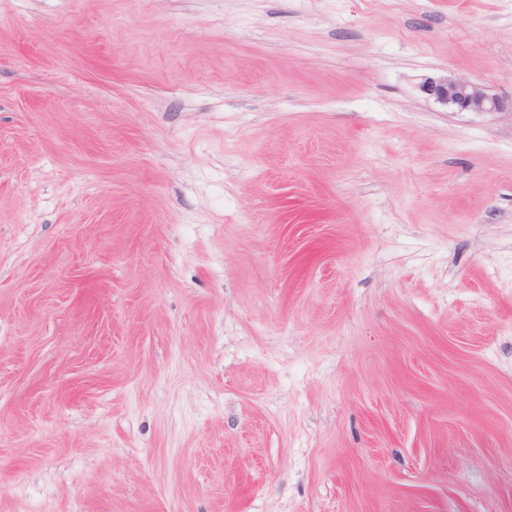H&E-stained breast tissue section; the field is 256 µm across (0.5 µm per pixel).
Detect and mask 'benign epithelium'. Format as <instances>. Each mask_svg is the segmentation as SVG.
I'll use <instances>...</instances> for the list:
<instances>
[{
	"label": "benign epithelium",
	"mask_w": 512,
	"mask_h": 512,
	"mask_svg": "<svg viewBox=\"0 0 512 512\" xmlns=\"http://www.w3.org/2000/svg\"><path fill=\"white\" fill-rule=\"evenodd\" d=\"M421 89L437 104L458 112H501L507 108L499 97L461 78H427Z\"/></svg>",
	"instance_id": "7a95c632"
}]
</instances>
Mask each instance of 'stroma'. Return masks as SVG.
<instances>
[{"label":"stroma","mask_w":512,"mask_h":512,"mask_svg":"<svg viewBox=\"0 0 512 512\" xmlns=\"http://www.w3.org/2000/svg\"><path fill=\"white\" fill-rule=\"evenodd\" d=\"M512 0H0V512H512ZM421 89L437 104L458 112H502L508 107L499 97L461 78H427Z\"/></svg>","instance_id":"obj_1"}]
</instances>
